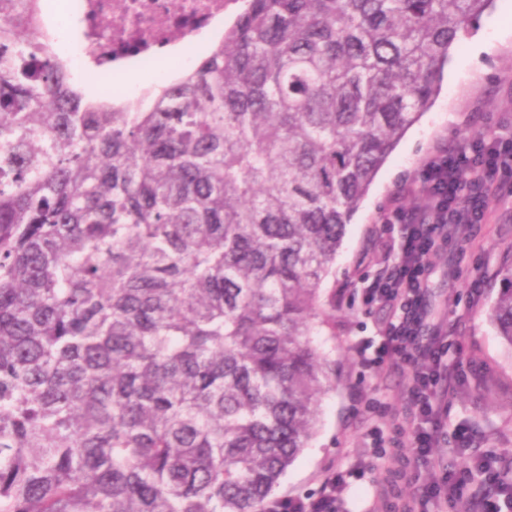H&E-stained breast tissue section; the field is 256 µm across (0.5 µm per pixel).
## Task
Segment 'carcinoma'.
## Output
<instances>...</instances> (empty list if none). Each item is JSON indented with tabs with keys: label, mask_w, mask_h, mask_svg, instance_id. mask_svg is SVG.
I'll use <instances>...</instances> for the list:
<instances>
[{
	"label": "carcinoma",
	"mask_w": 512,
	"mask_h": 512,
	"mask_svg": "<svg viewBox=\"0 0 512 512\" xmlns=\"http://www.w3.org/2000/svg\"><path fill=\"white\" fill-rule=\"evenodd\" d=\"M490 3L247 0L143 109L0 0V512H259L333 387L346 226Z\"/></svg>",
	"instance_id": "1"
}]
</instances>
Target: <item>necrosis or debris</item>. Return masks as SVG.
I'll list each match as a JSON object with an SVG mask.
<instances>
[{
	"instance_id": "obj_1",
	"label": "necrosis or debris",
	"mask_w": 512,
	"mask_h": 512,
	"mask_svg": "<svg viewBox=\"0 0 512 512\" xmlns=\"http://www.w3.org/2000/svg\"><path fill=\"white\" fill-rule=\"evenodd\" d=\"M229 0H66L68 15L82 23L80 55L93 63L111 60L124 71L159 60L172 48L205 50L224 37Z\"/></svg>"
}]
</instances>
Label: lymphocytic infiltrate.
Returning <instances> with one entry per match:
<instances>
[{
	"instance_id": "f902f5d3",
	"label": "lymphocytic infiltrate",
	"mask_w": 512,
	"mask_h": 512,
	"mask_svg": "<svg viewBox=\"0 0 512 512\" xmlns=\"http://www.w3.org/2000/svg\"><path fill=\"white\" fill-rule=\"evenodd\" d=\"M420 175L430 207L409 211L395 206L383 213L381 224L397 232L395 260L365 290L367 303L388 308L391 319L379 348L362 356L361 363L375 370L407 367V404L394 415L395 429L409 435L417 460L433 473L419 496L401 500L398 509L428 512V503L461 498L476 469L484 473L495 498L512 502V477L490 461L452 470L438 453L450 440L457 447H470L472 438L465 432H445L442 416L455 395L456 371L442 354L448 332L431 322L426 302L438 242L453 239L473 247L492 204L512 198V136L484 137L440 150L423 164ZM346 479L344 473L332 474L324 479L318 498L283 497L267 502L263 512H337V493Z\"/></svg>"
}]
</instances>
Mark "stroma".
I'll list each match as a JSON object with an SVG mask.
<instances>
[{
	"instance_id": "35a3bbf8",
	"label": "stroma",
	"mask_w": 512,
	"mask_h": 512,
	"mask_svg": "<svg viewBox=\"0 0 512 512\" xmlns=\"http://www.w3.org/2000/svg\"><path fill=\"white\" fill-rule=\"evenodd\" d=\"M512 0H492L483 16L467 27L451 50L441 89L431 108L407 129L376 174L347 226L336 261L325 280L322 302L332 310L334 333L314 342L335 371V387L325 395L317 432L280 481L278 494L317 496L328 467L353 471L339 512H389L387 499L375 496L391 461H378L369 448L372 422L367 405L388 396L390 418L402 408L404 368L364 367L354 345L380 342L390 313L366 307L362 294L394 260L392 239L378 222L394 204L423 210L428 200L419 190L420 169L436 150L464 141L512 132ZM498 37L496 48L472 59L469 39ZM512 267V199L495 205L482 227L477 248L462 251L454 241L438 243L432 259L427 303L432 317L448 326L460 343L449 350L458 368L456 397L448 405V425L476 435L482 449L512 462V347L498 336L487 311L496 300L502 276Z\"/></svg>"
}]
</instances>
